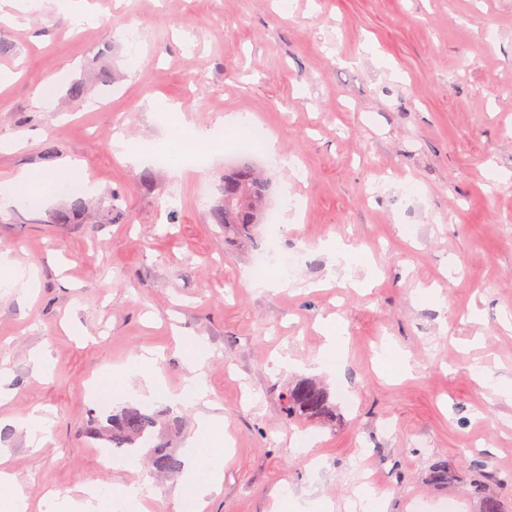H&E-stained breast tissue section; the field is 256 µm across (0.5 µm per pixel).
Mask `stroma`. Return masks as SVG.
<instances>
[{"mask_svg": "<svg viewBox=\"0 0 512 512\" xmlns=\"http://www.w3.org/2000/svg\"><path fill=\"white\" fill-rule=\"evenodd\" d=\"M97 2L82 26L51 5L0 23V71L17 74L0 89V145L17 144L0 148V183L71 159L94 186L91 213L64 224L49 216L65 199L0 207V246L35 277L27 300L0 296V448L28 512L81 482L138 479L99 468L87 387L109 388L116 407L135 402L113 368L154 349L181 390L184 338L208 346L224 417V480L203 512H274L290 489L351 512L362 461L386 512H482L488 497L512 512V400L478 377L512 381V0ZM101 69L112 83L88 96L36 98L54 75L74 83ZM151 101L173 109L148 111ZM231 112L252 115L296 162L259 154L272 210L292 199L299 218L258 225L249 242L207 220L237 140L181 177L156 153L178 119L220 135ZM118 134L147 152L143 164L113 156ZM339 241L369 250L373 284L356 266L331 278ZM264 251L293 258L289 287L252 288ZM326 318L346 366L314 375ZM387 343L410 374L380 362ZM44 347L52 368L38 376L30 357ZM284 353L296 367H275ZM310 377L330 391L335 423L284 419V386ZM36 406L51 419L38 448L19 426ZM299 437L317 444L301 449ZM441 461L450 481L433 478Z\"/></svg>", "mask_w": 512, "mask_h": 512, "instance_id": "35a3bbf8", "label": "stroma"}]
</instances>
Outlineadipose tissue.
<instances>
[{"label":"adipose tissue","instance_id":"1","mask_svg":"<svg viewBox=\"0 0 512 512\" xmlns=\"http://www.w3.org/2000/svg\"><path fill=\"white\" fill-rule=\"evenodd\" d=\"M79 171L80 164L76 161L64 162L53 171H22L11 181L0 183V200L7 203L19 201L24 196V187L29 184L39 187L40 200L60 198L59 187L63 178L74 176ZM188 349L191 375L179 392L166 387L155 353L140 354L116 369L117 377L126 382L131 392L142 396H162L174 406L192 403L199 407L196 448L185 461L187 474L181 490L175 494V512H188L187 505L191 502L203 504L207 496L220 490L224 478V458L215 452L223 438V419L209 412L211 400L203 371V344L194 339L189 341ZM145 487V482L138 480L113 487L111 493L105 494L82 484L73 494L53 502L51 512H143Z\"/></svg>","mask_w":512,"mask_h":512}]
</instances>
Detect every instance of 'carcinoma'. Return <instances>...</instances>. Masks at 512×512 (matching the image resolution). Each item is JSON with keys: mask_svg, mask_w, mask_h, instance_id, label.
<instances>
[{"mask_svg": "<svg viewBox=\"0 0 512 512\" xmlns=\"http://www.w3.org/2000/svg\"><path fill=\"white\" fill-rule=\"evenodd\" d=\"M269 183L255 169L254 162L245 157L237 167L224 174L223 199L209 213L210 223L224 230V237H245L256 224L266 221V199ZM284 414L290 420L313 417H333L327 390L311 380H299L285 389L282 395ZM178 425V419L143 406L128 405L112 412L106 424L87 431V437L105 441L106 448H126L138 453L147 449L146 465L154 475L179 472L182 459L177 449L158 441L162 430Z\"/></svg>", "mask_w": 512, "mask_h": 512, "instance_id": "1", "label": "carcinoma"}]
</instances>
